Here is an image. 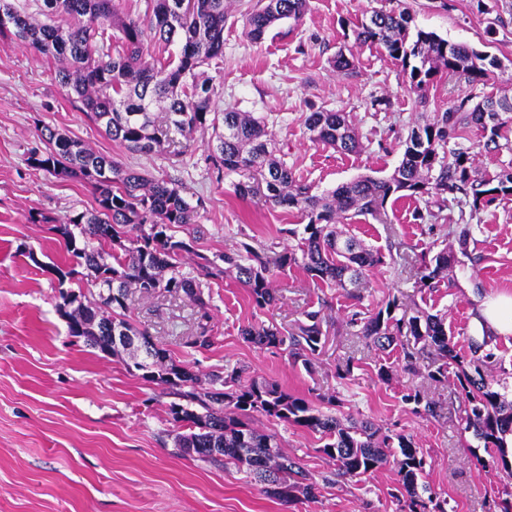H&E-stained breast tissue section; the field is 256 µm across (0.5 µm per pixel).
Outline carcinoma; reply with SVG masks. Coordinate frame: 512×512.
I'll list each match as a JSON object with an SVG mask.
<instances>
[{"label":"carcinoma","mask_w":512,"mask_h":512,"mask_svg":"<svg viewBox=\"0 0 512 512\" xmlns=\"http://www.w3.org/2000/svg\"><path fill=\"white\" fill-rule=\"evenodd\" d=\"M34 14L19 9L16 0H0V38L10 39L57 63L55 78L88 118L102 125L113 141L128 150L150 153L173 141V132L192 133L210 128L216 143L208 146L209 161L217 178L233 174L239 197L260 194L273 207L295 209L307 219L303 230L285 228L296 241L270 258L243 243L235 253L212 258L196 252L195 236L178 238L175 229L196 223L203 202L188 203L175 182L129 168L119 160L96 153L78 141L48 131L49 148L34 152L29 164L56 177H79L94 191L96 207L72 215L57 225L71 258L60 282L79 275L91 278L96 290L63 295L69 333L106 355L125 352L142 378L165 385L176 401L170 403V420L184 431L175 448L183 456L194 454L213 465L232 464L245 471L266 495L292 502L313 498L317 482L300 463L282 450L276 435L259 431L256 417L275 418L320 434L316 449L329 464L337 481H359L391 463L397 472L396 494L402 512H448V501L438 498L423 482L425 455L412 436L369 420L345 421L334 415L341 407L336 395L316 394L311 401L295 396L267 380H242L237 370L218 371L211 382L221 388L206 393L196 389L197 375L173 361L152 342L128 315L127 297L136 290L145 297L184 294L199 306L197 335L191 344L210 343L205 321L210 319L201 297L200 281L185 275V259L195 258L199 275L218 279L232 275L247 289L254 308L270 310L279 301L276 272L298 268L328 287H360L368 272L385 264V256L347 231L336 230L353 214L387 222L390 198L424 202L413 211L421 224L436 221L456 201L461 211L448 225L460 251L429 247L414 258L418 284L431 292L467 255L470 213L512 194V158L500 161L499 170L478 177L473 155L462 141L473 130L483 133L481 149L512 154V99L465 95L451 100L434 120L410 128L401 141L402 159L385 177L359 176L321 193L311 184L296 181L293 171L275 156L276 144L266 119L249 112H221L214 106L212 84L200 79V68L224 57V24L228 0H149L147 21L119 12L115 0H40ZM308 0H258L247 15V35L260 41L266 31L283 20L299 22ZM413 17L402 0L388 9L372 11L353 29L354 44L376 45L398 61L410 89L424 98L438 74L469 86L486 82L500 67L497 58L466 43H452L422 29L411 30ZM178 46L171 57H148L150 44ZM309 140L341 153L361 149L359 135L345 112L317 111L305 119ZM437 210H432V207ZM126 239L120 255L106 250ZM304 313L305 322L287 336L272 324H248L241 336L260 348H282L294 361L307 366L320 354L323 330L328 324L322 308ZM392 297L375 312L353 310L345 327L352 336L395 360L380 364L378 377L387 382L397 367L413 372L417 360L434 356L427 371L434 384L448 382V366H456L453 389L460 402L464 431L483 444L492 463L512 476L507 438L512 437V400L494 388L499 378H512V368L490 347L492 337L472 344V358L459 354L448 335L444 317L421 310L413 316L398 314ZM140 336L148 347L132 351L111 340L112 335ZM413 337L420 348L398 349V338ZM421 418L437 415V402L418 389L402 395Z\"/></svg>","instance_id":"1"}]
</instances>
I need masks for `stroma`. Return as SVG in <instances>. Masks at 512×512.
Returning a JSON list of instances; mask_svg holds the SVG:
<instances>
[{
	"mask_svg": "<svg viewBox=\"0 0 512 512\" xmlns=\"http://www.w3.org/2000/svg\"><path fill=\"white\" fill-rule=\"evenodd\" d=\"M256 3L235 0L224 25V58L219 69L204 74L218 108L266 117L296 177L319 190L362 175H389L402 158L400 137L407 128L432 121L457 96L512 98V0H404L414 27L467 43L501 64L487 84L444 79L422 99L383 49L353 43L355 25L385 0H308L300 22H281L258 43L246 34V16ZM343 47L355 54L347 72L332 65ZM55 70V61L0 39V512H400L389 496L396 482L390 466L358 483L321 486L314 500L281 503L234 465L178 455L167 387L130 372L125 356L104 355L70 335L61 293L90 283H59L57 271L66 268L68 255L55 226L95 202L83 180L58 179L28 164L32 151L47 147L44 127L127 167L167 173L188 202L204 199L193 226L202 254L231 253L246 242L275 256L288 245L283 228L298 217L260 198H238L230 180L216 181L207 159L210 130L175 134L174 147L148 155L126 150L75 107ZM320 110L349 114L362 142L359 152L343 154L309 141L304 121ZM414 208L413 200L400 199L387 205L389 223L357 216L349 229L368 246L384 251L393 245L410 254L447 239L456 204L433 226L415 223ZM472 225L469 257L457 267L454 284L424 296L416 268L386 264L360 287V310L375 309L391 295L411 312L430 307L444 315L456 349L467 352L470 340L483 336L476 318L481 304L512 294V195L479 211ZM276 284L281 299L273 311L262 312L233 277L203 280L212 329L205 348L188 343L197 331L198 308L186 296L146 298L134 291L127 303L140 328L198 375L201 389H210L211 373L235 368L243 379L270 380L308 399L342 393L341 415L412 435L429 462L426 480L447 499L448 512H486L487 491L512 490V476L485 460L484 449L464 447L448 388L401 369L390 382L379 381L377 351L346 329L329 337L310 370L293 364L285 351L244 340L242 326L290 328L319 299L328 300L338 322L351 304L343 290L318 285L296 268L278 274ZM349 357L355 369L343 387L335 366ZM415 388L441 403L439 417L422 419L402 402V394ZM257 425L276 434L312 477L329 474L318 434L262 416Z\"/></svg>",
	"mask_w": 512,
	"mask_h": 512,
	"instance_id": "stroma-1",
	"label": "stroma"
}]
</instances>
